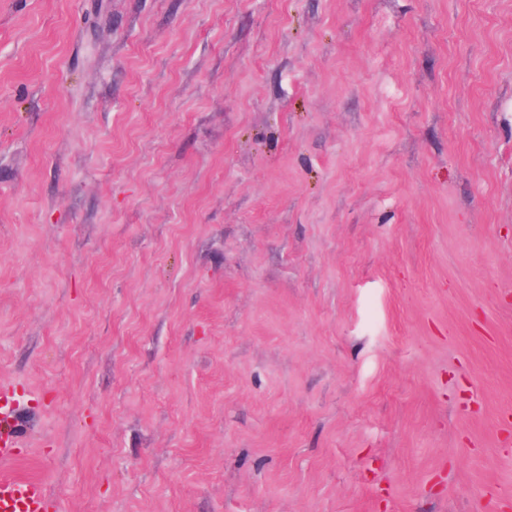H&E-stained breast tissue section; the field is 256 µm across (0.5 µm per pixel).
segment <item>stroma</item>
Returning a JSON list of instances; mask_svg holds the SVG:
<instances>
[{"mask_svg": "<svg viewBox=\"0 0 512 512\" xmlns=\"http://www.w3.org/2000/svg\"><path fill=\"white\" fill-rule=\"evenodd\" d=\"M59 512H512V0H0V384Z\"/></svg>", "mask_w": 512, "mask_h": 512, "instance_id": "obj_1", "label": "stroma"}]
</instances>
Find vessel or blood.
I'll return each mask as SVG.
<instances>
[{"label":"vessel or blood","instance_id":"b4317fda","mask_svg":"<svg viewBox=\"0 0 512 512\" xmlns=\"http://www.w3.org/2000/svg\"><path fill=\"white\" fill-rule=\"evenodd\" d=\"M18 390L0 386V512H53L55 503L45 484L15 473L23 455V428L17 417Z\"/></svg>","mask_w":512,"mask_h":512}]
</instances>
